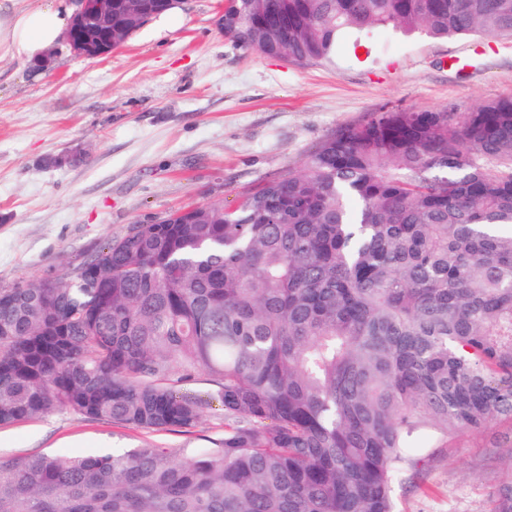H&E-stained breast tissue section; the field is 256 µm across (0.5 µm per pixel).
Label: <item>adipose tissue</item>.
Instances as JSON below:
<instances>
[{"instance_id":"adipose-tissue-1","label":"adipose tissue","mask_w":512,"mask_h":512,"mask_svg":"<svg viewBox=\"0 0 512 512\" xmlns=\"http://www.w3.org/2000/svg\"><path fill=\"white\" fill-rule=\"evenodd\" d=\"M73 20L66 0H0V60L33 62L62 40Z\"/></svg>"}]
</instances>
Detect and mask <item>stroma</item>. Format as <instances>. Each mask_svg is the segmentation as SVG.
<instances>
[{
  "instance_id": "obj_1",
  "label": "stroma",
  "mask_w": 512,
  "mask_h": 512,
  "mask_svg": "<svg viewBox=\"0 0 512 512\" xmlns=\"http://www.w3.org/2000/svg\"><path fill=\"white\" fill-rule=\"evenodd\" d=\"M224 0H180L107 56L54 49L53 70L0 61V288L57 277L136 224L198 205L236 207L337 126L391 108L459 112L512 96V36L376 34L296 66L234 47ZM465 69L444 68L448 56ZM81 152L74 164L54 157ZM449 438L394 490L396 512H494L512 469L500 436ZM224 434L212 401L188 432L145 433L62 411L0 427V457L130 448L192 451Z\"/></svg>"
}]
</instances>
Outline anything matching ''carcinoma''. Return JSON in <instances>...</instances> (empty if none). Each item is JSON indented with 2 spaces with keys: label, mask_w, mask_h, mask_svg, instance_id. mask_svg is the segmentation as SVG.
I'll return each mask as SVG.
<instances>
[{
  "label": "carcinoma",
  "mask_w": 512,
  "mask_h": 512,
  "mask_svg": "<svg viewBox=\"0 0 512 512\" xmlns=\"http://www.w3.org/2000/svg\"><path fill=\"white\" fill-rule=\"evenodd\" d=\"M140 0H112V48ZM298 66L348 35L512 36V0H228ZM224 438L0 458V512H394L421 440L512 425V97L342 124L238 207L135 224L0 288V426L67 411Z\"/></svg>",
  "instance_id": "carcinoma-1"
}]
</instances>
